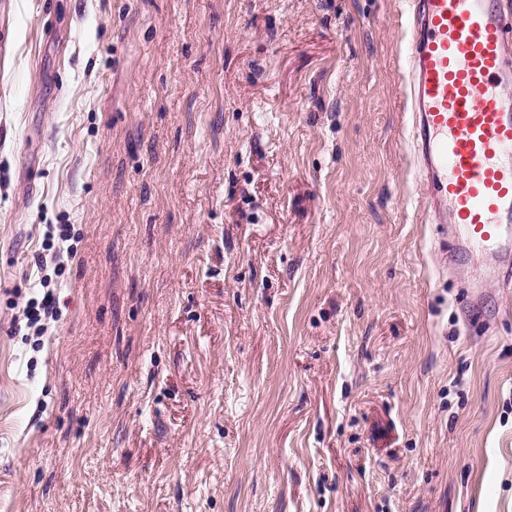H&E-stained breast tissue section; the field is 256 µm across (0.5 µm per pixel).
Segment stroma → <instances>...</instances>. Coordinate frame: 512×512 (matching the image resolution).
<instances>
[{"instance_id":"1","label":"stroma","mask_w":512,"mask_h":512,"mask_svg":"<svg viewBox=\"0 0 512 512\" xmlns=\"http://www.w3.org/2000/svg\"><path fill=\"white\" fill-rule=\"evenodd\" d=\"M406 8L0 0V512H512V264L416 210ZM51 278L44 275L41 280L42 294L28 300L24 313L23 321L25 329L28 331L25 336L32 331V336H43L47 330L46 322L53 319L57 313L56 298L53 289L50 288Z\"/></svg>"}]
</instances>
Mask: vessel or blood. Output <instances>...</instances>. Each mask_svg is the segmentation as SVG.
<instances>
[{
	"mask_svg": "<svg viewBox=\"0 0 512 512\" xmlns=\"http://www.w3.org/2000/svg\"><path fill=\"white\" fill-rule=\"evenodd\" d=\"M402 91L425 222L512 256V0H409Z\"/></svg>",
	"mask_w": 512,
	"mask_h": 512,
	"instance_id": "vessel-or-blood-1",
	"label": "vessel or blood"
}]
</instances>
